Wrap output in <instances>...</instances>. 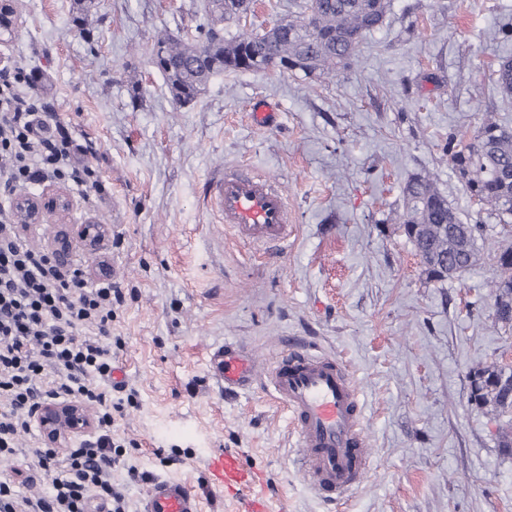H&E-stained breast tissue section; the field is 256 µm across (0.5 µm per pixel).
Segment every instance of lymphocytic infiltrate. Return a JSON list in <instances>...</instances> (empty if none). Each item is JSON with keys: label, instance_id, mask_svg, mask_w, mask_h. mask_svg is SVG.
<instances>
[{"label": "lymphocytic infiltrate", "instance_id": "f902f5d3", "mask_svg": "<svg viewBox=\"0 0 512 512\" xmlns=\"http://www.w3.org/2000/svg\"><path fill=\"white\" fill-rule=\"evenodd\" d=\"M19 74H0V176L24 186L51 175L75 186L99 188L93 169L78 163L67 129L37 112L13 88ZM125 295L107 283L62 278L45 256L23 244L0 219V458L21 455L18 438L44 396L63 394L99 407V424L111 430L116 414L134 394L108 398L96 377L112 370V351L122 337L112 333V312ZM95 328V336L84 333ZM50 480L46 495H23L13 480L0 481V512H127L125 495L112 482L119 462L104 436L85 440L64 457L33 451Z\"/></svg>", "mask_w": 512, "mask_h": 512}]
</instances>
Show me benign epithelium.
<instances>
[{
    "label": "benign epithelium",
    "instance_id": "obj_1",
    "mask_svg": "<svg viewBox=\"0 0 512 512\" xmlns=\"http://www.w3.org/2000/svg\"><path fill=\"white\" fill-rule=\"evenodd\" d=\"M19 0H0V44L12 36L18 18ZM75 201L70 193L49 185L39 193H15L10 210L13 229L26 231L38 224L53 223L54 233L41 244L49 264L55 269L71 274L77 270L75 250L97 260L92 271L106 275L105 261L101 260L112 239V225L101 224L87 216L79 224L70 221ZM34 421L46 447L60 451L96 430V417L90 407L74 398L51 397L37 405Z\"/></svg>",
    "mask_w": 512,
    "mask_h": 512
}]
</instances>
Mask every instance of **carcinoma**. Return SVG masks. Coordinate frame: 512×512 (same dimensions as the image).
I'll list each match as a JSON object with an SVG mask.
<instances>
[{"mask_svg": "<svg viewBox=\"0 0 512 512\" xmlns=\"http://www.w3.org/2000/svg\"><path fill=\"white\" fill-rule=\"evenodd\" d=\"M390 0H306L299 12L260 34L242 32L221 41L213 54L228 71L280 67L336 76L350 68L360 42L383 23ZM211 24L199 33L216 36V21L236 22L247 14L242 0H208ZM153 54L174 103L192 101L211 79L209 68L195 62L192 43L160 38ZM495 90L512 98V58L501 57L492 72ZM448 163L470 198L487 207L498 223L512 228V127L488 116L468 134L448 132ZM404 208L395 223L412 243L427 277L444 282L461 277L478 260L477 241L487 225L464 224L432 178L412 174L403 187ZM493 317L512 326V247L496 255L491 281ZM470 400L498 416L512 415V367L481 366L469 374Z\"/></svg>", "mask_w": 512, "mask_h": 512, "instance_id": "obj_1", "label": "carcinoma"}]
</instances>
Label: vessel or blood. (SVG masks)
I'll return each mask as SVG.
<instances>
[{
	"instance_id": "vessel-or-blood-1",
	"label": "vessel or blood",
	"mask_w": 512,
	"mask_h": 512,
	"mask_svg": "<svg viewBox=\"0 0 512 512\" xmlns=\"http://www.w3.org/2000/svg\"><path fill=\"white\" fill-rule=\"evenodd\" d=\"M210 194L224 224L240 239L274 246L287 243V197L275 183L235 169L212 180ZM209 366L228 390L264 377L288 409L301 449L303 477L319 497L333 503L361 485L371 468V455L360 389L342 360L294 347L261 372L250 353L227 345L211 354ZM208 472L215 487H253L252 477L233 452L212 457ZM144 512H199L198 500L187 483L158 476L147 485Z\"/></svg>"
}]
</instances>
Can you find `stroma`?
<instances>
[{"mask_svg":"<svg viewBox=\"0 0 512 512\" xmlns=\"http://www.w3.org/2000/svg\"><path fill=\"white\" fill-rule=\"evenodd\" d=\"M300 0H256L239 24L259 33ZM205 0H21L1 51L33 74L20 96L55 115L103 193L74 192V220L111 225L106 262L125 301L115 356L136 392L112 434L113 473L128 512H143L149 476L191 484L201 512H236L237 492L212 487L206 462L238 452L272 512H512V451L500 419L469 399L473 368L512 358V329L495 324V255L512 243L448 164L449 131L486 113L512 125L494 91L512 57V0H390L380 29L336 77L227 71L176 106L153 66L155 41L192 40ZM268 123L252 120L257 107ZM239 166L278 182L293 234L281 247L237 240L208 196ZM434 175L468 224L488 231L462 277L428 280L393 218L409 175ZM344 361L364 407L371 470L344 505L303 478L288 413L259 384L225 394L207 367L224 344L269 367L293 342ZM40 495L49 479L28 457L0 460V480Z\"/></svg>","mask_w":512,"mask_h":512,"instance_id":"1","label":"stroma"}]
</instances>
